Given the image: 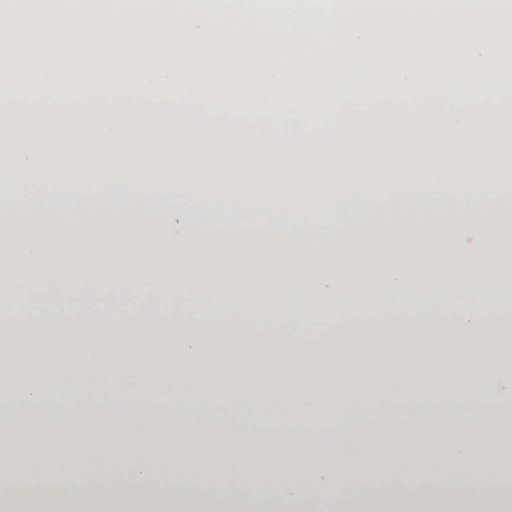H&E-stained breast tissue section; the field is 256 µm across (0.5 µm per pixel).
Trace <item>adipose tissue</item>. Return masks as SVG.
<instances>
[{
    "instance_id": "1",
    "label": "adipose tissue",
    "mask_w": 512,
    "mask_h": 512,
    "mask_svg": "<svg viewBox=\"0 0 512 512\" xmlns=\"http://www.w3.org/2000/svg\"><path fill=\"white\" fill-rule=\"evenodd\" d=\"M505 171L461 169L443 197L423 196L437 170L352 175L330 185L255 175L228 182L213 166L48 160L0 161V277L11 310L0 340L45 342L33 363L0 359V383L91 379L118 403L131 378L168 379L181 393L221 403L224 427L256 420L294 426L328 419L334 448L317 458L247 439L217 443L190 429L131 426L30 430L0 437V482L50 474L0 512H321L335 490L345 512H512L497 449L512 447L500 419L512 394V194ZM83 178L84 193L68 186ZM112 183L113 196L96 191ZM330 200L323 223L306 221ZM262 212L264 224L253 222ZM108 288L150 284L164 306L86 317H42L35 292L60 281ZM269 328L249 336L252 326ZM331 342L311 352L317 331ZM481 374L488 406L449 438L421 417L395 429L356 426L384 389L401 399L446 378ZM485 449L482 463L470 451ZM111 468L107 487L69 491L71 478ZM467 472L477 493L440 497L437 480Z\"/></svg>"
}]
</instances>
